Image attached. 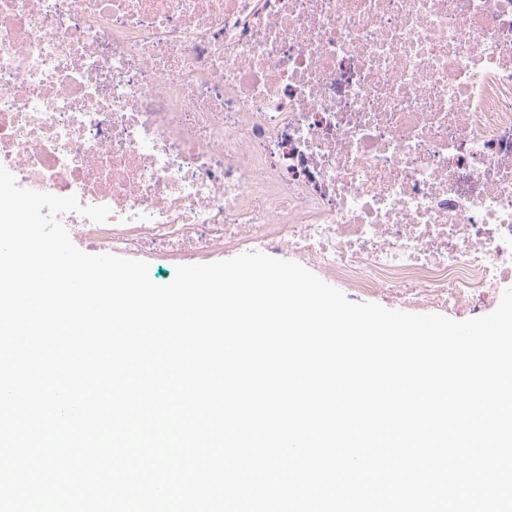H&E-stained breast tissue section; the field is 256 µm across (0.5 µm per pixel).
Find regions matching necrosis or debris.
I'll return each instance as SVG.
<instances>
[{"label":"necrosis or debris","mask_w":512,"mask_h":512,"mask_svg":"<svg viewBox=\"0 0 512 512\" xmlns=\"http://www.w3.org/2000/svg\"><path fill=\"white\" fill-rule=\"evenodd\" d=\"M0 165L97 249L512 288V0H0Z\"/></svg>","instance_id":"obj_1"}]
</instances>
